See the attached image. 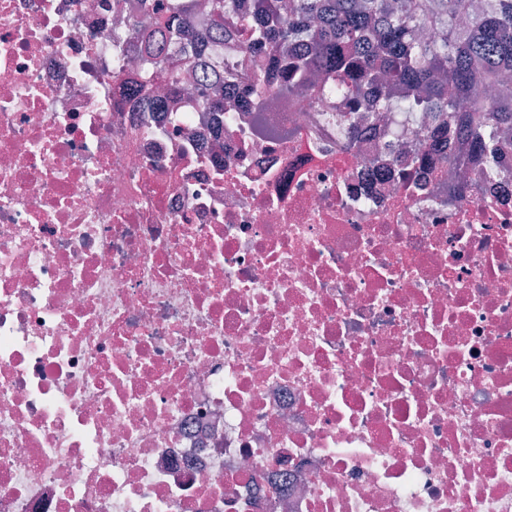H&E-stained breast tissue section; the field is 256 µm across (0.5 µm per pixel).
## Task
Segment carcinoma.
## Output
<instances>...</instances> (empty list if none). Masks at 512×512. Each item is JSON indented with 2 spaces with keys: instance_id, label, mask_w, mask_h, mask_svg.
<instances>
[{
  "instance_id": "1",
  "label": "carcinoma",
  "mask_w": 512,
  "mask_h": 512,
  "mask_svg": "<svg viewBox=\"0 0 512 512\" xmlns=\"http://www.w3.org/2000/svg\"><path fill=\"white\" fill-rule=\"evenodd\" d=\"M208 8L213 33L195 39L202 57L211 52L217 84L202 102L208 112H224V85L237 75L220 70L224 24L237 18L249 27L245 54L267 49L268 58L254 61L251 100L266 110L286 103L306 82L323 73L336 80L339 91L363 112H390L405 98L371 93L383 77L399 93L427 103L436 125L428 136L452 144L468 140L478 151L481 174L488 178L501 163L505 149L500 124H512V0H486L471 11V0H254L245 13L243 0H175L173 13L154 17L155 26L170 35L140 62L147 82L163 78L178 87L183 72L162 66L163 56L190 36L180 16L193 7ZM431 28L423 41L417 32Z\"/></svg>"
}]
</instances>
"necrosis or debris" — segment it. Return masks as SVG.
<instances>
[{
  "label": "necrosis or debris",
  "mask_w": 512,
  "mask_h": 512,
  "mask_svg": "<svg viewBox=\"0 0 512 512\" xmlns=\"http://www.w3.org/2000/svg\"><path fill=\"white\" fill-rule=\"evenodd\" d=\"M171 4L0 0V512H512V153L140 84Z\"/></svg>",
  "instance_id": "1"
}]
</instances>
